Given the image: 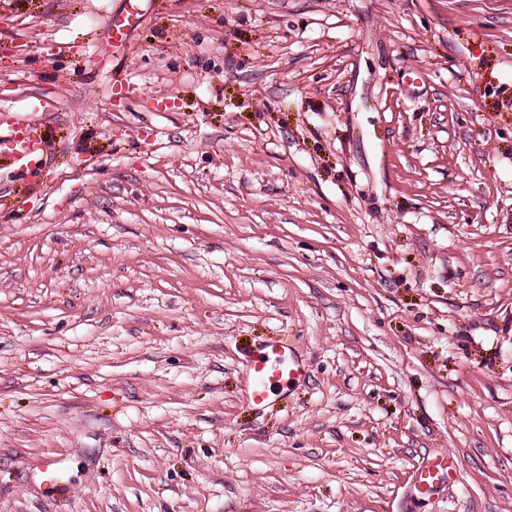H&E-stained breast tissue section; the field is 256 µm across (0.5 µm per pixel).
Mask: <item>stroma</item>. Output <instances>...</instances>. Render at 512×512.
<instances>
[{"mask_svg":"<svg viewBox=\"0 0 512 512\" xmlns=\"http://www.w3.org/2000/svg\"><path fill=\"white\" fill-rule=\"evenodd\" d=\"M128 8L0 0V512H512V0ZM43 123L29 117L18 119L13 126L11 141L13 149L19 155H29L41 144L39 130ZM248 372L249 396L256 406L265 405L276 392L306 376L305 366L286 340L268 343L258 350L249 363ZM456 471L457 460L453 455L428 459L414 473L413 491L421 496L437 493L454 480Z\"/></svg>","mask_w":512,"mask_h":512,"instance_id":"stroma-1","label":"stroma"}]
</instances>
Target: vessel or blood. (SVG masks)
I'll use <instances>...</instances> for the list:
<instances>
[{"label":"vessel or blood","mask_w":512,"mask_h":512,"mask_svg":"<svg viewBox=\"0 0 512 512\" xmlns=\"http://www.w3.org/2000/svg\"><path fill=\"white\" fill-rule=\"evenodd\" d=\"M41 121L23 117L13 126L11 141L15 152L27 155L41 143ZM248 372L249 396L254 405H265L276 392L299 382L306 376L305 367L295 348L288 341H274L264 345L252 357ZM457 471L455 456L431 458L421 464L413 476L414 493L427 496L437 493L446 483L454 480Z\"/></svg>","instance_id":"obj_1"}]
</instances>
